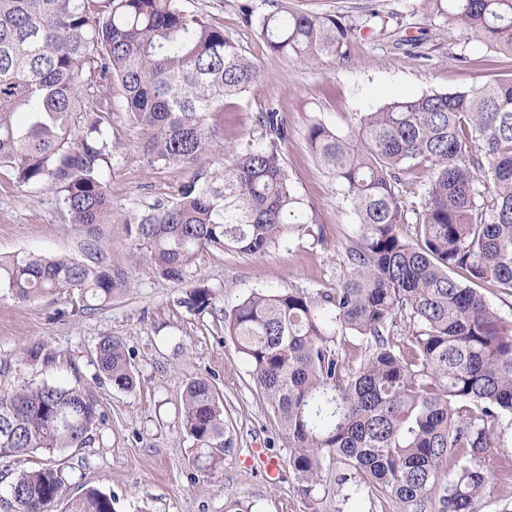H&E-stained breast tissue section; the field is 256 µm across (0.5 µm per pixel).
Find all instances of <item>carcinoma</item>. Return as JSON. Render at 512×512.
<instances>
[{"label":"carcinoma","mask_w":512,"mask_h":512,"mask_svg":"<svg viewBox=\"0 0 512 512\" xmlns=\"http://www.w3.org/2000/svg\"><path fill=\"white\" fill-rule=\"evenodd\" d=\"M447 15L512 56V0H448ZM353 33L334 15L281 9L258 29L270 52L305 62L344 55ZM262 77L232 37L179 0H0V171L56 194L90 258L0 257V288L19 303L77 291L89 307L125 286L107 223L112 103L99 95L115 79L144 160L190 172L175 200L126 220L124 247L154 277L185 286L189 310L213 307L209 288L188 283L204 249L261 257L296 228L277 113L262 116L267 143L229 149L220 171L197 167L224 150L212 115ZM307 142L358 217L348 271L334 288L254 291L224 314L225 331L305 495L333 461L337 485L349 488L344 503L365 491L380 512H481L491 479L512 482V451L493 469L487 462L494 427L512 418V323L476 289L493 283L512 294V79L393 101L346 134L314 124ZM422 165L429 187L409 210L402 175ZM399 317L409 323L401 339ZM348 335L359 338L352 349ZM96 357L114 387L133 388L119 338H102ZM182 404L195 464L220 466L232 442L214 385L189 380ZM99 418L77 387L0 394V457L83 448ZM12 495L17 512H52L66 498L64 479L25 471ZM66 512H112V496L91 488Z\"/></svg>","instance_id":"1"}]
</instances>
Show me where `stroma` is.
I'll use <instances>...</instances> for the list:
<instances>
[{
    "mask_svg": "<svg viewBox=\"0 0 512 512\" xmlns=\"http://www.w3.org/2000/svg\"><path fill=\"white\" fill-rule=\"evenodd\" d=\"M181 5L222 27L262 70L263 80L226 100L215 118L225 140L243 150L266 140L261 113H279L288 128L280 152L299 199L293 222L300 230L262 257L204 250L189 279L213 290L214 299L212 308L199 314L182 305L181 286L152 277L132 258L125 262L121 294L92 309L75 293L22 304L0 288V393L46 382L76 386L102 414L86 447L0 457V512H16L11 486L18 476L46 466L61 472L68 495L88 488L111 495L114 512H226L234 500L253 503L255 512H334L335 464L322 473L325 497L306 498L272 413L225 333L224 313L253 291L332 288L346 272L344 246L357 233V217L309 150L312 124L344 134L361 114L392 101L512 78V56L490 50L423 0H181ZM278 8L356 24L347 56L305 63L270 53L257 27ZM100 94L113 103L107 120L119 144L105 177L112 242L118 245L125 218L156 201L174 200L187 173L147 165L141 134L119 105L120 84L105 83ZM20 252L83 257L79 233L55 194L1 174L0 255ZM106 336L118 337L129 352L134 389L113 387L100 371L95 347ZM195 377L215 385L226 434L234 442L223 466L206 473L197 470L182 426L184 385ZM265 454L281 466L276 482L265 477Z\"/></svg>",
    "mask_w": 512,
    "mask_h": 512,
    "instance_id": "1",
    "label": "stroma"
}]
</instances>
